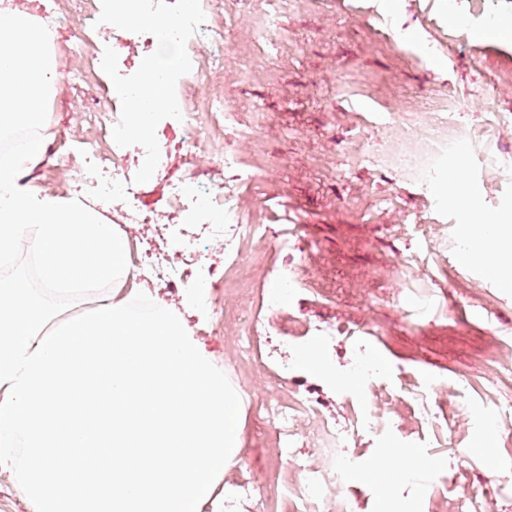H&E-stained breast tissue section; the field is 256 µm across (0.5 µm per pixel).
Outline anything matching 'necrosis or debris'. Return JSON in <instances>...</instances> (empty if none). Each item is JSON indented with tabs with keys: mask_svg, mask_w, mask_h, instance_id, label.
I'll return each mask as SVG.
<instances>
[{
	"mask_svg": "<svg viewBox=\"0 0 512 512\" xmlns=\"http://www.w3.org/2000/svg\"><path fill=\"white\" fill-rule=\"evenodd\" d=\"M82 2L85 18L75 39L62 49L69 94L60 100V107H67L69 101L97 88L99 76L106 68L101 48L104 36H111L116 43L127 36L121 21L126 5H133L148 19L147 25L139 30L141 46L146 50L155 42L151 20H173L172 38L179 48L178 60L159 69L152 81L167 89L169 119L184 130L191 150L182 183L170 189L169 206L180 214L182 223L206 225L210 243L224 258V271L217 279L224 295L251 302L259 287H293V280L276 262L277 256L302 247L292 226L271 223L270 209L263 197H256L247 205L238 194L224 188V175L228 172L245 174L250 182L265 178L268 160L259 152L243 154L237 144L225 141V132L240 125L239 113L231 111L220 95L203 97L198 93L201 83L224 72L228 51L224 32L228 22L223 7L217 0H196L191 6L185 0H112L113 21L107 28L98 9L99 0ZM86 123L94 129V136L85 140L80 151L59 160L60 165L68 167L74 189L111 200L113 211L121 213L127 223H158L154 211L140 203V184L122 166L129 144L128 110L124 108L108 116L96 113L88 116ZM476 147L470 134L448 121L428 133L413 127L401 129L382 143L378 156L404 174L425 179L432 175L442 157L454 153L464 159ZM269 240L275 243V254L271 257L264 250ZM224 320L233 324L237 346L247 355L266 335L269 326L267 314L245 315L230 307L224 310ZM264 412L274 437L273 446L279 457L289 458L296 478L284 482L279 468L272 465L262 493H255L247 480L242 485L243 494L256 496V512H275V505L284 498L294 501L296 512H328L337 485L352 465L343 448L342 435L324 420L302 428L301 416L311 414L312 409L299 396L266 403ZM303 441L322 458V465L297 455L296 449Z\"/></svg>",
	"mask_w": 512,
	"mask_h": 512,
	"instance_id": "4bbe7bcc",
	"label": "necrosis or debris"
}]
</instances>
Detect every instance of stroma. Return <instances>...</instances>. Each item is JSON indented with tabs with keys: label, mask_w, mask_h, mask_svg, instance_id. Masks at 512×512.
<instances>
[{
	"label": "stroma",
	"mask_w": 512,
	"mask_h": 512,
	"mask_svg": "<svg viewBox=\"0 0 512 512\" xmlns=\"http://www.w3.org/2000/svg\"><path fill=\"white\" fill-rule=\"evenodd\" d=\"M266 0H226L236 29L227 30L224 60L226 105L239 112L243 153L261 150L277 166L271 174L273 223L295 225L305 243L288 261L298 285L287 304L270 312L260 376L241 395L242 459L215 490L223 512H248L236 501L242 476L262 481L267 460L255 456L268 425L260 405L282 392L308 398L344 438L356 467H364L388 443L421 449L439 460L424 480L407 481L381 498L374 486L342 483L337 501L349 512H393L403 500L422 497L426 512H471L468 495L493 494L490 512H512V288L487 287L461 262V216L435 186L452 165L444 159L432 178L401 176L377 162L390 131L405 125L437 128L445 117L437 103L455 94L464 106L457 123L478 144L463 164L475 207L512 223V41L480 42L475 28L512 29V0H289L276 49L252 53L236 37ZM460 24L448 21L449 14ZM487 69H480V62ZM249 66L254 77L238 80ZM358 134L359 156L346 150ZM152 137L163 152L162 176L142 181L147 208L165 212L168 183L186 168L184 134L157 118ZM180 225L166 237L153 225L124 226L130 252L176 254ZM414 254L418 277L400 281L398 255ZM206 263L192 267L178 291L169 293L128 275L121 298L147 294L158 304L179 306L183 294L203 292L209 317L185 319L211 363L236 381L239 359L221 327L223 300L206 287ZM311 325L281 340V318ZM331 325L325 371L303 369L299 356ZM374 355L380 367L365 389L350 392L331 383L359 356ZM281 369L284 384L264 378ZM497 416L499 474L489 477L483 458L466 457L482 433L479 417Z\"/></svg>",
	"instance_id": "stroma-1"
}]
</instances>
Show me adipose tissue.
<instances>
[{"mask_svg":"<svg viewBox=\"0 0 512 512\" xmlns=\"http://www.w3.org/2000/svg\"><path fill=\"white\" fill-rule=\"evenodd\" d=\"M152 25L161 35L158 54L143 64V75L147 82L143 98L155 109H164L168 104L165 90L154 86L150 81L152 73L171 59L174 50L169 42L167 31L169 22L153 20ZM437 192L446 199L450 206L458 208L463 214L461 234L465 248L461 256L465 262L489 268L505 283H512V252L504 242L512 232L497 218L486 216L474 210L468 200L467 186L463 180L460 166L450 167L448 176L441 181ZM437 460L425 456L415 448H402L395 444L379 449L377 455L367 463L364 469L349 472L347 479L351 482H371L379 489H387L402 483L406 479L437 468Z\"/></svg>","mask_w":512,"mask_h":512,"instance_id":"obj_1","label":"adipose tissue"}]
</instances>
